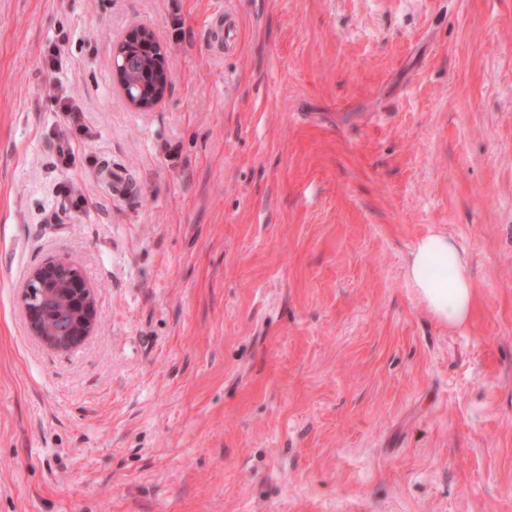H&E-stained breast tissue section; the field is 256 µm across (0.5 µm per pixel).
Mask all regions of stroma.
<instances>
[{"mask_svg": "<svg viewBox=\"0 0 512 512\" xmlns=\"http://www.w3.org/2000/svg\"><path fill=\"white\" fill-rule=\"evenodd\" d=\"M434 231L460 328L405 280ZM58 257L99 309L66 354L20 304ZM0 512H512V0H0ZM144 50H147L152 55L154 60L152 65L156 75L154 87L151 89L150 93L146 95L147 98L153 97L149 102L141 99L143 97L142 94H139L137 99L130 96L126 86L121 82L120 67L117 65V57L121 55L122 65L125 66L128 71H131V69L136 68L137 65L143 61L142 58H144L145 55L142 54V51ZM165 56L164 47L160 43L156 33L151 28L142 25L132 26L126 32L124 38L114 48L112 54L113 74L128 104L133 109L140 112H150L165 98L169 88ZM153 68L150 67L148 74L141 76L139 81L146 85H152L155 80L153 77ZM163 85H165V88L161 91ZM55 100L59 110L64 113L67 121L70 125H73V128L87 129L86 125L82 122L84 118L82 107L78 100L62 84L56 85ZM405 277L435 320L451 328L467 322L475 289L467 257L448 235L420 239L406 259Z\"/></svg>", "mask_w": 512, "mask_h": 512, "instance_id": "obj_1", "label": "stroma"}]
</instances>
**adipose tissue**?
<instances>
[{"instance_id": "ef3b65f1", "label": "adipose tissue", "mask_w": 512, "mask_h": 512, "mask_svg": "<svg viewBox=\"0 0 512 512\" xmlns=\"http://www.w3.org/2000/svg\"><path fill=\"white\" fill-rule=\"evenodd\" d=\"M405 277L435 320L451 328L467 322L475 289L464 251L446 234L432 233L415 244Z\"/></svg>"}]
</instances>
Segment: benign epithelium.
I'll list each match as a JSON object with an SVG mask.
<instances>
[{
    "instance_id": "obj_1",
    "label": "benign epithelium",
    "mask_w": 512,
    "mask_h": 512,
    "mask_svg": "<svg viewBox=\"0 0 512 512\" xmlns=\"http://www.w3.org/2000/svg\"><path fill=\"white\" fill-rule=\"evenodd\" d=\"M151 53L156 75L150 91L151 100L134 99L125 85L120 88L133 109L150 112L165 98L169 85L165 50L156 33L149 27L132 26L116 45L112 54V69L120 77V66L131 70L142 62V51ZM122 65H117V58ZM20 302L29 333L47 347L58 352H70L79 347L96 331L98 301L94 289L71 260L57 258L34 267L22 287ZM53 316H48V312Z\"/></svg>"
}]
</instances>
